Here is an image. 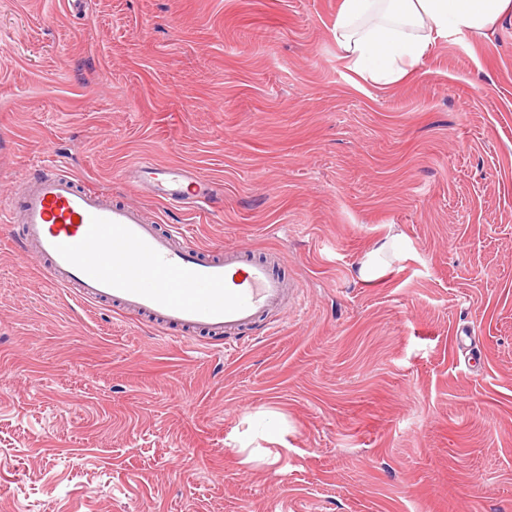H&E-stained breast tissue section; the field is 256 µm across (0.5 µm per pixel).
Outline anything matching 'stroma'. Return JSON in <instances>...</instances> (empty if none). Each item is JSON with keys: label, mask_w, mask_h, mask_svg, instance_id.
Instances as JSON below:
<instances>
[{"label": "stroma", "mask_w": 512, "mask_h": 512, "mask_svg": "<svg viewBox=\"0 0 512 512\" xmlns=\"http://www.w3.org/2000/svg\"><path fill=\"white\" fill-rule=\"evenodd\" d=\"M339 2L0 0V205L54 142L299 284L228 353L46 285L0 232V512H512V15L380 86ZM145 157L222 203L153 201Z\"/></svg>", "instance_id": "1"}]
</instances>
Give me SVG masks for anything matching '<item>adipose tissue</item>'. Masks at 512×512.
Listing matches in <instances>:
<instances>
[{"mask_svg":"<svg viewBox=\"0 0 512 512\" xmlns=\"http://www.w3.org/2000/svg\"><path fill=\"white\" fill-rule=\"evenodd\" d=\"M509 12L512 0H341L332 35L356 73L394 84L437 40L483 33Z\"/></svg>","mask_w":512,"mask_h":512,"instance_id":"adipose-tissue-1","label":"adipose tissue"}]
</instances>
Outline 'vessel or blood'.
<instances>
[{"mask_svg":"<svg viewBox=\"0 0 512 512\" xmlns=\"http://www.w3.org/2000/svg\"><path fill=\"white\" fill-rule=\"evenodd\" d=\"M134 179L171 207L204 212L217 196L214 183L191 169L148 158ZM7 221L20 225L15 243L47 284L161 331L235 338L286 305L287 284L270 262L238 245L195 247L184 225L164 226L141 207L105 201L62 161L19 182Z\"/></svg>","mask_w":512,"mask_h":512,"instance_id":"obj_1","label":"vessel or blood"}]
</instances>
